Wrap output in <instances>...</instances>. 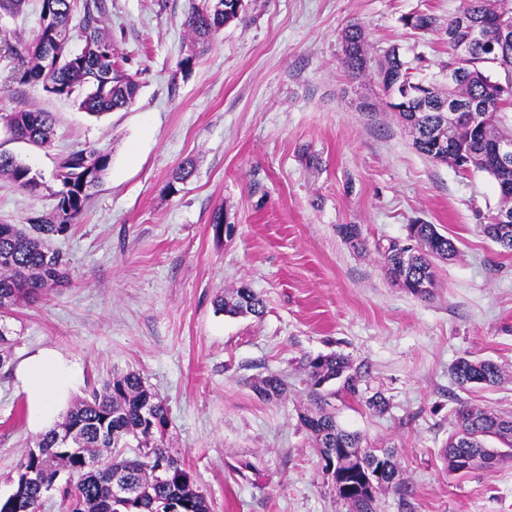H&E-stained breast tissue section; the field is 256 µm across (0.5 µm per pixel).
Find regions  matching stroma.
Instances as JSON below:
<instances>
[{"label": "stroma", "mask_w": 512, "mask_h": 512, "mask_svg": "<svg viewBox=\"0 0 512 512\" xmlns=\"http://www.w3.org/2000/svg\"><path fill=\"white\" fill-rule=\"evenodd\" d=\"M245 3L196 46L189 0H106L102 24L140 89L128 109L98 118L9 79L7 48L35 39L41 0L0 17V117H55L46 148L0 120V152L42 178L32 191L0 180V223L54 208L63 155L91 146L110 156L70 233L50 243L69 261L68 285L6 320L14 344L0 372V498L38 437L14 371L50 349L80 367L74 400L112 375L140 374L165 402L169 445L210 512H349L298 418L309 404L307 359L340 354L358 391L333 382L329 411L363 445L398 451L402 487L379 492L377 512H512V460L457 474L441 457L461 406L512 413V254L481 231L497 188L418 153L384 106L378 75L351 78L341 65L342 34L356 24L373 58L393 47L424 55L426 77L447 83L443 32L419 38L402 19L420 10L444 23L463 0ZM186 161L193 176L168 192ZM218 211L232 236H215ZM417 222L458 248L436 261L426 299L395 285L376 250ZM341 224L361 225L364 245L345 241ZM244 285L263 298L261 316L216 312V296ZM463 356L500 365L501 382L457 388L451 368ZM271 373L287 382L285 398L253 391ZM376 392L386 412L366 405Z\"/></svg>", "instance_id": "obj_1"}]
</instances>
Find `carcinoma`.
Instances as JSON below:
<instances>
[{"instance_id": "obj_1", "label": "carcinoma", "mask_w": 512, "mask_h": 512, "mask_svg": "<svg viewBox=\"0 0 512 512\" xmlns=\"http://www.w3.org/2000/svg\"><path fill=\"white\" fill-rule=\"evenodd\" d=\"M80 20L72 25L74 11ZM104 0H41L36 39L21 48H10L16 59L13 78L21 84L37 82L59 97L78 96L80 108L100 117L122 110L136 99L140 85L124 69L112 38L103 33L100 15ZM460 13L473 22L490 18L512 28V0H464ZM237 18L231 0H191L185 24L194 42L204 45L224 25ZM458 17L448 19V61L443 68L454 75L439 89L415 80L411 71L423 67L425 59L408 60L397 48L388 50L378 64L387 105L397 112L413 135L414 148L437 163H449L466 176L490 173L483 165L491 144L512 141V37L500 38L499 29L486 30L487 39L470 43L466 54L457 53L460 39ZM405 25L419 34L438 27L431 13L409 14ZM82 42L81 54L72 56L66 42L72 36ZM57 44L56 54H47ZM341 63L346 73L359 76L372 68L366 38L356 25L342 35ZM12 135L38 146L50 144L54 132L52 114L23 110L5 116ZM109 155L85 147L64 155L59 162L56 205L47 215L29 225L0 224V347L10 344V329L3 313L23 301L61 287L68 280V264L49 248L56 236L70 230L108 169ZM193 174L186 162L169 181L167 189ZM0 176L19 189L41 186L36 173L13 156L0 153ZM512 214V193L500 194L496 213L483 225V233L507 252H512V223L499 224L497 215ZM338 233L352 244L362 245L357 224H341ZM457 253L454 241L434 224L409 225L408 242L391 241L381 252L387 276L410 294L425 298L435 286L434 260L450 259ZM216 311L229 316L262 315L263 298L247 287L215 300ZM309 397L315 409L300 415L311 435L323 470L331 475L339 496L351 512H377V494L400 485L397 452L393 448H364L361 438L338 425L324 409V386L343 380L342 389L356 394V379L349 374L348 360L341 355L317 356L305 365ZM454 383L465 390L474 385H493L501 376L491 360L459 358L452 368ZM253 389L263 400L287 395V383L276 374L260 379ZM170 424L165 403L149 390L141 377L128 372L112 376L101 388L92 389L68 410L62 423L40 435L33 448L17 465L15 488L0 501V512H38L48 493L46 483L58 479L71 487L61 499L62 512H209L204 493L196 487L190 465L166 445ZM495 439L506 451L485 447ZM448 470L467 472L475 467L491 470L502 459L512 457V415L463 407L457 413V428L443 446ZM380 472L377 487L368 492L360 465Z\"/></svg>"}]
</instances>
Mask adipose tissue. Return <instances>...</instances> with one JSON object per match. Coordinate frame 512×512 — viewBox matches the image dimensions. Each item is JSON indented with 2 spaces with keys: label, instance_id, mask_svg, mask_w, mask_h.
<instances>
[{
  "label": "adipose tissue",
  "instance_id": "1",
  "mask_svg": "<svg viewBox=\"0 0 512 512\" xmlns=\"http://www.w3.org/2000/svg\"><path fill=\"white\" fill-rule=\"evenodd\" d=\"M79 375L78 366L52 350L28 356L17 368V378L27 395L33 430H48L65 405Z\"/></svg>",
  "mask_w": 512,
  "mask_h": 512
}]
</instances>
